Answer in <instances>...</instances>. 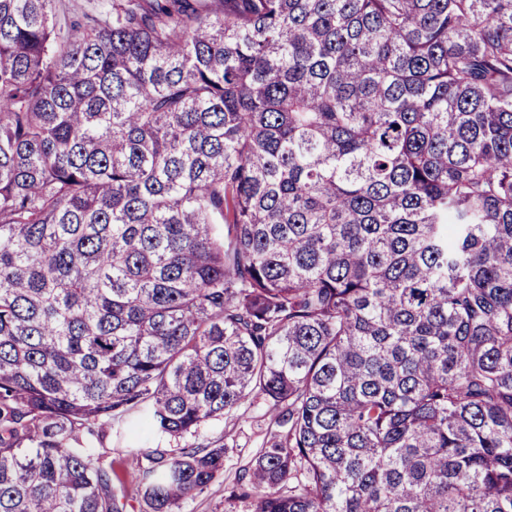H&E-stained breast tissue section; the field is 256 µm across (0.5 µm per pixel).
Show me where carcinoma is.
<instances>
[{"label":"carcinoma","mask_w":512,"mask_h":512,"mask_svg":"<svg viewBox=\"0 0 512 512\" xmlns=\"http://www.w3.org/2000/svg\"><path fill=\"white\" fill-rule=\"evenodd\" d=\"M56 2L0 0V512L250 398L247 512H512V0ZM120 429L123 439L120 440L116 437L115 431ZM140 428L135 424H125L120 426L117 425L112 431V435L106 438L102 444L95 442L94 448H97L99 453H106L105 462L108 463L113 461L114 469L124 478L127 486V492L129 498L132 500L131 503L136 507L137 512L139 510H147L146 506L142 502L141 496L137 495V485L134 483V464L131 460H127L124 455V448H126L125 440L139 436ZM141 503V507H140Z\"/></svg>","instance_id":"obj_1"}]
</instances>
